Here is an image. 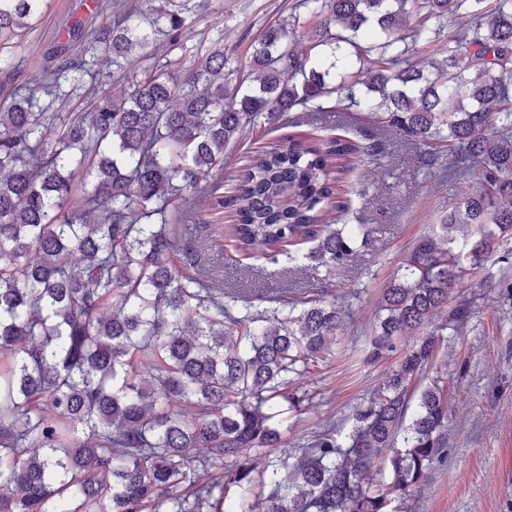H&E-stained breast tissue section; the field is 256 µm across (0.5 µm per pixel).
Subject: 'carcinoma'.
Wrapping results in <instances>:
<instances>
[{"label": "carcinoma", "instance_id": "obj_1", "mask_svg": "<svg viewBox=\"0 0 512 512\" xmlns=\"http://www.w3.org/2000/svg\"><path fill=\"white\" fill-rule=\"evenodd\" d=\"M45 2L0 0V69ZM299 7L319 20L309 51L288 41L304 27L295 15L259 33L243 63L216 42L185 66L173 0L149 19L75 24L68 39L98 47L95 66L123 71L159 39L167 54L127 97L105 92L89 112L0 100V512H395L444 462L448 389L432 372L444 330L467 323L471 302L433 319L512 237V0ZM446 30L441 61H411L410 46ZM69 70L86 62L64 63L46 95ZM332 99L424 146L421 166L446 156L449 180L475 184L404 256L364 363L392 358L403 336L416 342L348 433L331 426L297 454L281 427L301 411L307 374L335 356L342 306L326 290L224 291L175 262L174 220L199 201L229 208L225 235L239 252L315 275L347 264L369 230L349 223L339 175L380 144L290 138L253 152L232 194L210 181L247 128ZM252 449L276 455L260 469Z\"/></svg>", "mask_w": 512, "mask_h": 512}]
</instances>
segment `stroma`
Wrapping results in <instances>:
<instances>
[{
    "label": "stroma",
    "instance_id": "obj_1",
    "mask_svg": "<svg viewBox=\"0 0 512 512\" xmlns=\"http://www.w3.org/2000/svg\"><path fill=\"white\" fill-rule=\"evenodd\" d=\"M298 0H187L182 37L190 46L223 41L225 52L244 55L253 38L286 20ZM162 0H48L38 20L12 48L11 74L0 73V96L31 87L36 64L56 71L83 47L68 41L66 28L81 20L96 25L117 10L154 13ZM344 135L359 144L381 141L378 159L346 173L342 199L352 223L372 229L367 245L330 282L344 297L345 317L337 331L335 356L306 376L301 412L282 427V439L294 447L326 425L349 431L356 408L383 381L387 364L364 365L361 352L375 322L377 302L404 254L431 225L439 223L462 185L439 179L412 160L414 149L398 135L380 131L360 112H317L291 117L275 127L247 129L225 151L224 180H231L256 147L292 137ZM233 216L224 209L190 207L181 225L185 262L224 267L228 288L317 290L308 270L287 259L269 262L261 253L240 257L224 243ZM502 261L467 275L456 299L472 303L462 334L451 337L438 372L451 408L445 431L446 459L431 470L426 484L400 502V512H512V238L500 240Z\"/></svg>",
    "mask_w": 512,
    "mask_h": 512
}]
</instances>
